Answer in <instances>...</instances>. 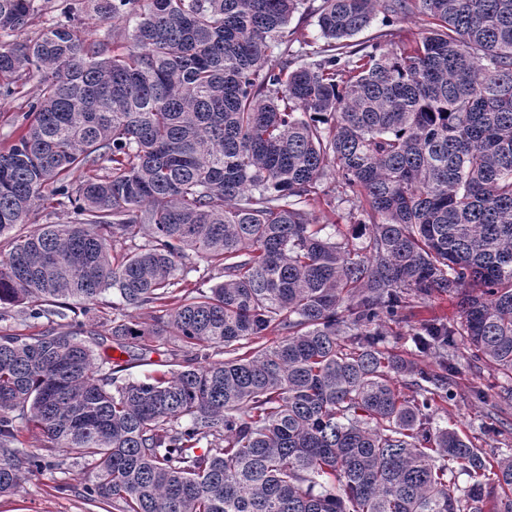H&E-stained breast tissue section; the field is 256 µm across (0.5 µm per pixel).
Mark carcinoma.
Wrapping results in <instances>:
<instances>
[{"mask_svg":"<svg viewBox=\"0 0 512 512\" xmlns=\"http://www.w3.org/2000/svg\"><path fill=\"white\" fill-rule=\"evenodd\" d=\"M35 2L0 0V94L40 84L0 150V237L46 202L70 221L0 252V309L46 320L0 335V496L58 450L116 512H512V455L433 426L460 352L512 380V0H321L324 43L294 69L271 49L301 0H77L5 41ZM414 13L408 45L351 42ZM92 15L132 46L88 40ZM332 164L326 205L348 204L357 243L307 210ZM190 251L224 280L188 287ZM109 292L113 342L195 353L101 372L86 323L54 317L77 300L91 322ZM435 293L460 322L406 335L446 375L385 348ZM149 305L151 327L126 318ZM26 425L43 446L18 447Z\"/></svg>","mask_w":512,"mask_h":512,"instance_id":"obj_1","label":"carcinoma"}]
</instances>
